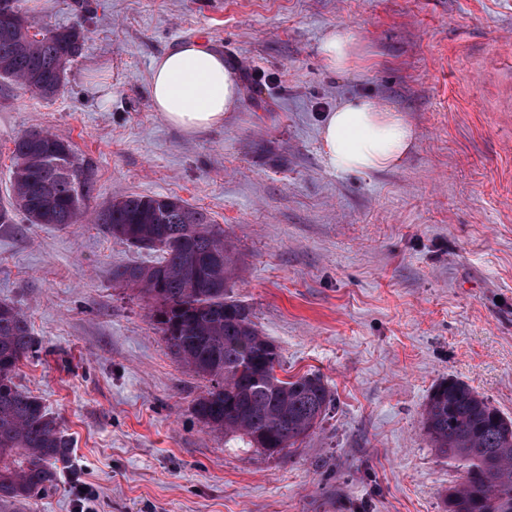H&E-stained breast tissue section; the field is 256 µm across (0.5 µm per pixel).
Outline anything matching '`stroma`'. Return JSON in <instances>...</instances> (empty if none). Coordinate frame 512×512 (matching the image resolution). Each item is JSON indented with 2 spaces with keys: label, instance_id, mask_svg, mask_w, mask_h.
<instances>
[{
  "label": "stroma",
  "instance_id": "obj_1",
  "mask_svg": "<svg viewBox=\"0 0 512 512\" xmlns=\"http://www.w3.org/2000/svg\"><path fill=\"white\" fill-rule=\"evenodd\" d=\"M82 22L64 90L0 79V206L14 141L33 128L91 161V211L128 195L207 210L237 260L233 295L281 354L279 378L321 375V427L268 458L205 430V379L170 354L114 266L152 253L88 220L0 227V300L36 351L16 381L72 443L57 486L20 512H443L460 461L422 427L452 378L512 417V0H37ZM345 26L353 68L319 43ZM202 40L241 85L221 127L190 136L154 112L153 59ZM372 96L417 130L395 169L335 173L323 113Z\"/></svg>",
  "mask_w": 512,
  "mask_h": 512
}]
</instances>
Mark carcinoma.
<instances>
[{
    "label": "carcinoma",
    "mask_w": 512,
    "mask_h": 512,
    "mask_svg": "<svg viewBox=\"0 0 512 512\" xmlns=\"http://www.w3.org/2000/svg\"><path fill=\"white\" fill-rule=\"evenodd\" d=\"M16 15L0 17V79L45 99L65 87L82 24L35 29L22 0ZM76 168L63 174L56 152ZM12 202L0 224L23 213L32 224L80 223L93 198L90 161L49 131L30 130L14 141ZM96 223L112 238L157 253L148 265L112 269V281L135 287L150 303V318L172 356L208 381L194 400L203 427L240 437L268 457L280 456L319 427L332 394L315 374L281 379V356L252 319L250 307L230 295L233 251L210 213L177 196L129 194L101 209ZM35 339L24 312L0 300V505L37 497L56 484L57 463L70 443L40 398L15 382ZM432 448L465 463L448 488L444 512H512V418L468 385H436L422 416Z\"/></svg>",
    "instance_id": "obj_1"
}]
</instances>
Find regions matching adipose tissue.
Listing matches in <instances>:
<instances>
[{
    "instance_id": "obj_1",
    "label": "adipose tissue",
    "mask_w": 512,
    "mask_h": 512,
    "mask_svg": "<svg viewBox=\"0 0 512 512\" xmlns=\"http://www.w3.org/2000/svg\"><path fill=\"white\" fill-rule=\"evenodd\" d=\"M148 93L165 122L194 135L222 125L235 111L240 84L222 53L194 40L153 60ZM320 139L330 170L380 172L395 167L409 153L415 130L398 110L363 97L325 113Z\"/></svg>"
}]
</instances>
